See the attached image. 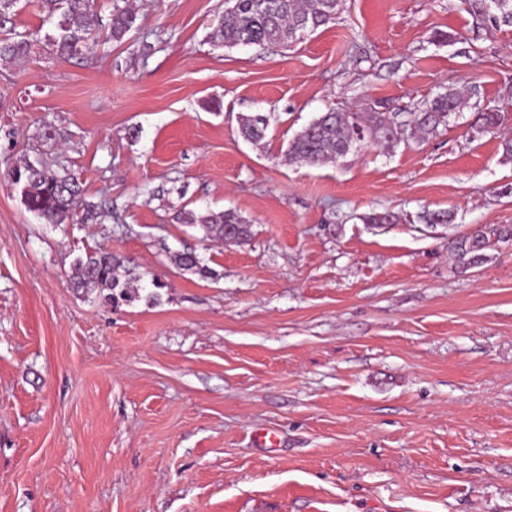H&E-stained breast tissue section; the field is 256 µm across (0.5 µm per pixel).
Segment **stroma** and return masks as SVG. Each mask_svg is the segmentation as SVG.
I'll list each match as a JSON object with an SVG mask.
<instances>
[{"instance_id": "1", "label": "stroma", "mask_w": 512, "mask_h": 512, "mask_svg": "<svg viewBox=\"0 0 512 512\" xmlns=\"http://www.w3.org/2000/svg\"><path fill=\"white\" fill-rule=\"evenodd\" d=\"M136 29L0 62V512H512V25L459 0H344L291 45L219 47L224 0H134ZM466 107L421 142L322 165L289 140L329 110ZM269 116L257 144L240 115ZM65 132L48 141L47 128ZM44 154L112 204L45 224L7 180ZM232 209L243 244L177 224ZM445 209L448 224L422 223ZM390 211L394 224H365ZM483 232L463 266L452 239ZM106 247L163 283L112 307L71 288ZM196 250L212 274L179 270Z\"/></svg>"}]
</instances>
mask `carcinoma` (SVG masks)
I'll return each mask as SVG.
<instances>
[{"mask_svg": "<svg viewBox=\"0 0 512 512\" xmlns=\"http://www.w3.org/2000/svg\"><path fill=\"white\" fill-rule=\"evenodd\" d=\"M16 0H0V60L8 62L26 56L31 47L30 34L16 30L13 7ZM464 9L492 23L512 24V0H462ZM44 20L52 23L55 34L51 44L64 59L76 58L90 48V40L120 42L136 28L137 13L130 0H112V12L103 18L95 10L94 0H40ZM343 0H224V11L217 16L211 38L226 47L244 42L265 47L291 44L336 19ZM466 105V98L450 89L426 103L420 112L409 113L405 123L387 112L328 111L298 132L288 143L287 156L293 162L319 165L345 156L356 136L364 131L374 142L393 144L417 141L435 131L448 115ZM241 134L251 142L263 139L268 117L256 114L238 117ZM8 177L20 192L24 207L44 224L95 223L107 213L105 204L83 197L77 177L68 168L54 167L40 157L25 158L13 165ZM174 220L179 224H198L203 239L244 243L251 235L250 225L235 211L197 213L181 210ZM488 240L482 234L456 241L453 250L462 264L476 265L484 259ZM180 270L203 277L210 270L193 251L170 256ZM72 286L85 292L98 291L102 300L117 307L140 299L156 303L164 284L153 278L142 282L132 276L130 261L104 248L79 257L73 264Z\"/></svg>", "mask_w": 512, "mask_h": 512, "instance_id": "1", "label": "carcinoma"}]
</instances>
